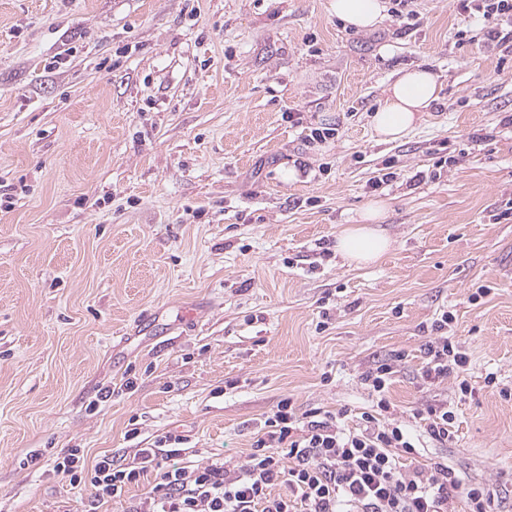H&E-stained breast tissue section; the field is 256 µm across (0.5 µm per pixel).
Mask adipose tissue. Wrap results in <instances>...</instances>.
<instances>
[{
    "label": "adipose tissue",
    "mask_w": 512,
    "mask_h": 512,
    "mask_svg": "<svg viewBox=\"0 0 512 512\" xmlns=\"http://www.w3.org/2000/svg\"><path fill=\"white\" fill-rule=\"evenodd\" d=\"M328 10L358 31L376 28L384 18L383 0H330ZM436 75L423 68L405 70L384 91L381 103L369 117L370 127L383 141L405 138L425 112L440 99ZM386 213L383 202L365 206L358 223L347 225L336 238V252L347 263L364 266L380 260L392 243L379 223Z\"/></svg>",
    "instance_id": "adipose-tissue-1"
}]
</instances>
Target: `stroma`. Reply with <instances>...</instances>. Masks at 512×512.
Segmentation results:
<instances>
[{"instance_id": "stroma-1", "label": "stroma", "mask_w": 512, "mask_h": 512, "mask_svg": "<svg viewBox=\"0 0 512 512\" xmlns=\"http://www.w3.org/2000/svg\"><path fill=\"white\" fill-rule=\"evenodd\" d=\"M328 4L0 0V512H126L152 480L101 504L56 457L126 464L170 432L237 464L286 397L356 428L381 360L393 417L457 414L425 459L512 512V52L459 0L371 32ZM416 66L440 101L378 142ZM375 199L393 247L350 268L336 236ZM446 311L466 394L419 374ZM437 76L423 68L405 70L384 90L381 103L370 114V127L382 141H398L431 112L440 100Z\"/></svg>"}]
</instances>
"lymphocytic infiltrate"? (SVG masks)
Listing matches in <instances>:
<instances>
[{
    "instance_id": "1",
    "label": "lymphocytic infiltrate",
    "mask_w": 512,
    "mask_h": 512,
    "mask_svg": "<svg viewBox=\"0 0 512 512\" xmlns=\"http://www.w3.org/2000/svg\"><path fill=\"white\" fill-rule=\"evenodd\" d=\"M468 365L467 353L440 336L424 348L421 376L432 383L459 374L465 393L469 386L462 375ZM393 372L391 363L381 362L363 374L378 400L362 412L354 430L342 427L336 413L318 408L300 413L291 399L281 400L251 452L233 467L218 459L163 465L164 447L182 441L167 434L156 447L139 449L131 465L105 455L89 466L75 448L56 459L54 470L71 484L91 488L100 502L123 497L129 486L154 477L150 495L128 512H495L493 486L468 482L447 463L421 460L424 442L451 441L453 410L414 411L424 423L420 437L401 421L382 419ZM276 484L286 485L287 494L271 495Z\"/></svg>"
}]
</instances>
